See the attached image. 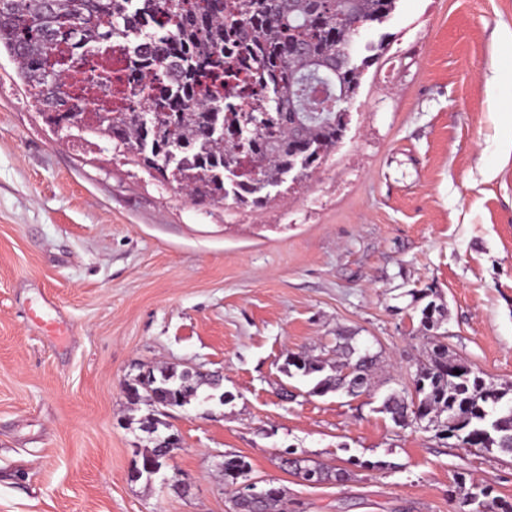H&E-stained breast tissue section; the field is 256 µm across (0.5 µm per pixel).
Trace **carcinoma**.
<instances>
[{
    "instance_id": "1",
    "label": "carcinoma",
    "mask_w": 512,
    "mask_h": 512,
    "mask_svg": "<svg viewBox=\"0 0 512 512\" xmlns=\"http://www.w3.org/2000/svg\"><path fill=\"white\" fill-rule=\"evenodd\" d=\"M396 0H0V48L16 64L30 99L41 114L66 123L86 111L104 77L90 66L94 46L131 53L132 69L122 94L95 109L86 135L101 139L144 169L190 190L199 205L232 201L261 207L269 188L285 183L297 168L308 172L343 139L342 113L296 111L298 98L317 107L316 73L332 91L356 93L369 58L352 66L344 49L355 37L348 18L366 27L390 15ZM83 71L85 92L63 75ZM72 103L63 112L59 102ZM426 358L413 376L417 401L393 391L382 411L397 425L426 421L437 435L469 448L512 454V384L496 387L480 373L448 356L442 337H428ZM345 361L299 352L288 365L315 377L313 395L358 396L373 390L378 357L350 345ZM206 385L221 379L187 368H152L126 384L130 401L156 408L182 406ZM134 478H151L164 468L178 444L157 433ZM304 481L344 482L350 474L293 457L282 462ZM248 463L224 456V485L231 512H278L283 487L247 484ZM468 486L459 512H512V500L487 484Z\"/></svg>"
}]
</instances>
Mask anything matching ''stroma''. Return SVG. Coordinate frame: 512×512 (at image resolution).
Listing matches in <instances>:
<instances>
[{"mask_svg":"<svg viewBox=\"0 0 512 512\" xmlns=\"http://www.w3.org/2000/svg\"><path fill=\"white\" fill-rule=\"evenodd\" d=\"M356 56L342 143L260 208L193 204L63 138L0 57V512H228V453L300 512H456L459 472L512 499L511 454L381 410L413 392L426 288L449 355L512 384V0H397ZM347 343L378 355L374 391L288 374L289 353ZM167 365L219 373L223 395L169 409L179 446L135 481L153 408L124 383ZM288 449L369 466L312 485Z\"/></svg>","mask_w":512,"mask_h":512,"instance_id":"35a3bbf8","label":"stroma"}]
</instances>
